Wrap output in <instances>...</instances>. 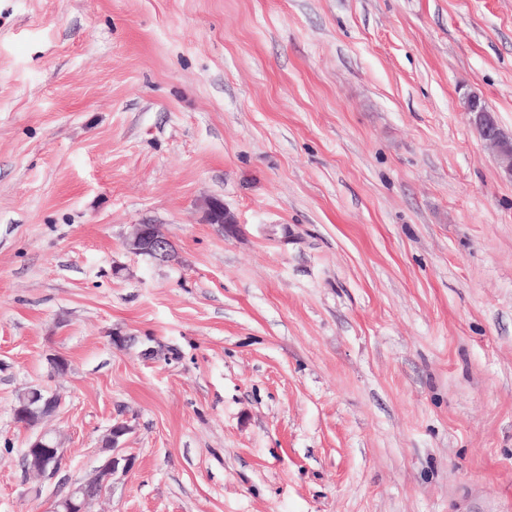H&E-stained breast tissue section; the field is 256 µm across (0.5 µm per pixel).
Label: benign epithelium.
<instances>
[{"instance_id": "benign-epithelium-1", "label": "benign epithelium", "mask_w": 512, "mask_h": 512, "mask_svg": "<svg viewBox=\"0 0 512 512\" xmlns=\"http://www.w3.org/2000/svg\"><path fill=\"white\" fill-rule=\"evenodd\" d=\"M464 108L471 115V121L482 141L494 149L499 166L512 176V137L504 133L496 114L487 107L484 100L474 94L465 97ZM206 221L216 225L220 231L231 233L235 229L233 216L217 200L206 204ZM125 247L134 255L162 262L168 260L173 252L172 241L156 224L135 225L133 232L125 240ZM55 396L56 392L47 389L31 395L23 394L20 404L13 408L15 421L28 429L35 427L45 417L56 412ZM128 431L129 424L123 420L109 428L105 447L113 449V452L97 469L100 481L70 488L55 501L53 512H88L87 507L91 500L110 490L112 474L120 468L127 470L133 466V458L120 454L118 448L119 439ZM63 460L64 449L61 448V441L46 431L34 434L23 456L27 471L46 479H53L60 473Z\"/></svg>"}]
</instances>
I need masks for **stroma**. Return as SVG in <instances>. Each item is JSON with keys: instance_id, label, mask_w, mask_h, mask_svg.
I'll return each instance as SVG.
<instances>
[{"instance_id": "35a3bbf8", "label": "stroma", "mask_w": 512, "mask_h": 512, "mask_svg": "<svg viewBox=\"0 0 512 512\" xmlns=\"http://www.w3.org/2000/svg\"><path fill=\"white\" fill-rule=\"evenodd\" d=\"M468 92L512 135V0H0V512L122 418L89 512H512V179ZM206 221L215 224L222 233L224 227L227 233H232L236 226L233 216L224 208V204L217 200H211L206 204ZM125 247L134 255L162 262L168 260L173 252L172 241L156 224H136L125 240ZM35 391L31 396L23 394L19 405L13 408V417L24 428H34L44 417L53 415L57 410L55 406L56 392L47 389ZM22 460L27 471L40 478L53 479L62 469L64 448L60 439L40 431L31 438Z\"/></svg>"}]
</instances>
